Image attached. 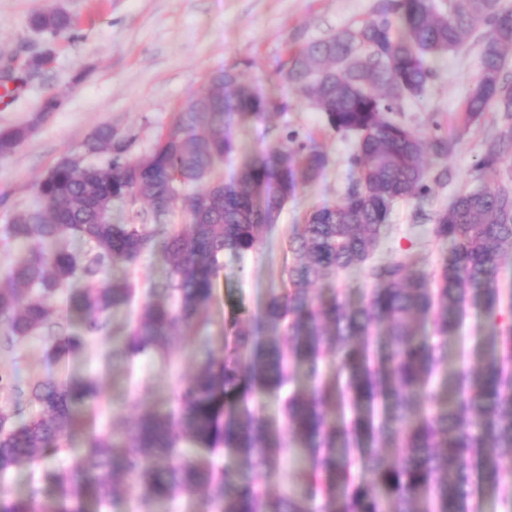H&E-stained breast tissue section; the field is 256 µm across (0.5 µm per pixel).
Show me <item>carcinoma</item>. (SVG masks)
<instances>
[{
  "label": "carcinoma",
  "mask_w": 512,
  "mask_h": 512,
  "mask_svg": "<svg viewBox=\"0 0 512 512\" xmlns=\"http://www.w3.org/2000/svg\"><path fill=\"white\" fill-rule=\"evenodd\" d=\"M31 26L51 45L72 37L74 22L47 9ZM480 28L481 69L457 132L487 112L502 114L484 143V171L512 153V82L502 79L512 11L499 0H378L368 19L291 53L279 67L281 80L332 130L354 137L341 199L314 207L287 239L295 255L287 282L253 317L224 322V359L204 352L175 411L144 412L128 445L112 430L88 435L81 461L53 476L54 498L3 492L0 512H85L89 499L117 509L120 475L136 478L138 512H165L177 493L199 488L208 512H478L486 494L500 512H512V471L504 467L512 461V326H497V274L512 256V173L493 186L456 191L435 213L429 234L445 248L439 272L371 262L394 204L424 200L453 180L441 165L453 147L441 124L432 121L424 136L397 114L424 99L435 77L430 59L463 48ZM51 59L49 48L33 55L19 79L13 57L0 58V67L4 80L24 82ZM286 109L237 68H223L151 149L136 153L134 137L102 125L82 154L60 159L37 183L34 206L8 225L29 256L9 270L8 286L0 285V350L37 335L50 362L83 351L106 327L103 316L133 296L129 280H107L105 271L159 251L170 266L162 301L144 303L112 355L169 352L181 328L214 299L224 256L257 250L288 199L329 165L328 155L296 132L257 154L229 133L233 124ZM28 133L27 126L0 130V161ZM89 155L106 159L87 163ZM234 157L239 169L226 180L224 161ZM180 201L187 223L158 231ZM116 208L125 214L118 222ZM63 229L86 251L53 246ZM355 268L372 282L358 305L311 294L315 282ZM76 280L84 287L72 288ZM62 291L88 316L85 334L67 332L47 306ZM466 304L484 309L489 334L480 364L450 375L442 345L418 338L417 322L431 319L446 342ZM329 354L336 367L326 376ZM301 368L309 383L284 397L282 423L260 414L255 398L281 396ZM0 398L2 479L72 438L76 409L95 402L98 390L91 382L22 380L0 370ZM28 407L39 416L25 419ZM220 447L228 463L217 470L211 454ZM287 452L301 465L288 491L271 498L259 479L277 475Z\"/></svg>",
  "instance_id": "1"
}]
</instances>
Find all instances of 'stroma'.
<instances>
[{
    "mask_svg": "<svg viewBox=\"0 0 512 512\" xmlns=\"http://www.w3.org/2000/svg\"><path fill=\"white\" fill-rule=\"evenodd\" d=\"M378 0H0V47L15 50L16 64L40 51L43 35L29 25L30 17L48 8L63 10L79 23L76 38L55 45L53 62L41 76L19 87L8 103L0 102V129L19 125L31 131L22 145L0 161V284L8 268L27 255L9 239L4 228L13 216L32 206L36 182L61 158L78 154L83 143L101 125L135 135V149L147 151L166 131L175 112L203 93L211 75L237 66L244 80L262 85L288 108L266 119L249 121L235 129L236 138L258 151L284 130L311 135L330 159L324 176L302 187L285 206L276 230L256 251L243 257H225L216 297L167 356H142L128 361H107L112 340L127 335L149 289L169 276L160 254L143 255L131 265L119 264L110 279H130L138 293L134 305L107 313L105 335L90 338L87 348L52 364L46 362L39 340L22 342L16 354L1 355L0 368L20 376L52 374L66 379H93L98 400L82 412L98 430L132 427L147 410L166 413L180 389L197 371V355L209 345L214 356L224 353V320L249 317L263 306L272 289L282 287V272L293 256L281 243L283 235L302 223L313 206L341 197L349 179L346 163L349 138L329 128L322 113L313 110L284 84L278 68L289 47L323 39L339 29L370 17ZM480 40L461 50L432 59L436 77L423 101L403 112L404 123L429 134L432 121L455 132L463 100L480 72ZM61 107L42 114L49 96ZM497 113H487L460 135L446 164L455 188L482 183L494 185L497 173L477 175L483 142L492 132ZM416 203L396 205L394 229L383 238L374 258L402 260L435 269L442 252L415 227ZM370 281L358 270L341 273L336 280L318 282L315 296L328 300L341 294L347 302L362 301ZM488 325L484 312L468 308L459 339L448 342L452 366L477 365ZM78 440L64 441L61 451L38 466L23 465L0 479V485L21 495L30 487L42 499L54 493L52 475L70 469L78 454Z\"/></svg>",
    "mask_w": 512,
    "mask_h": 512,
    "instance_id": "obj_1",
    "label": "stroma"
}]
</instances>
